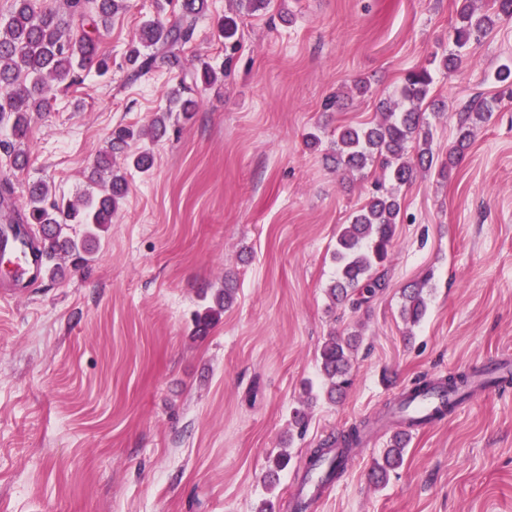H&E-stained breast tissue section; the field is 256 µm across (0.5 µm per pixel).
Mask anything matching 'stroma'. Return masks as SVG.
Masks as SVG:
<instances>
[{"label":"stroma","instance_id":"1","mask_svg":"<svg viewBox=\"0 0 512 512\" xmlns=\"http://www.w3.org/2000/svg\"><path fill=\"white\" fill-rule=\"evenodd\" d=\"M207 4L183 57L220 77L194 86L196 112L163 138L149 127L180 78L160 54L133 77L126 54L144 20H172L181 0H127L101 38L110 73L84 74L33 114L25 169L0 126V176L18 204L37 181L76 203L93 193L86 176L116 126L140 132L129 152L153 157L129 171L94 261L0 300V512H256L270 495L289 512L310 449L355 425L363 441L312 512H512V384L412 430L402 465L370 479L415 379L512 359V89L494 80L512 64V20L448 76L430 62L450 48L456 0H272L253 14ZM227 15L240 41L228 73L216 29ZM425 65L445 104L425 113L434 152L447 153L473 99L494 112L447 175L398 188L388 288L356 310L332 306L338 228L383 172L325 156L340 127L380 119L379 99L401 110L397 87ZM359 79L378 99L356 93ZM336 94L340 108L324 109ZM425 275L427 312L410 325L401 291ZM226 283L232 304L193 335L204 293ZM354 331L350 385L332 402L319 348ZM308 385L318 399L299 429ZM280 453L290 463L271 488Z\"/></svg>","mask_w":512,"mask_h":512}]
</instances>
